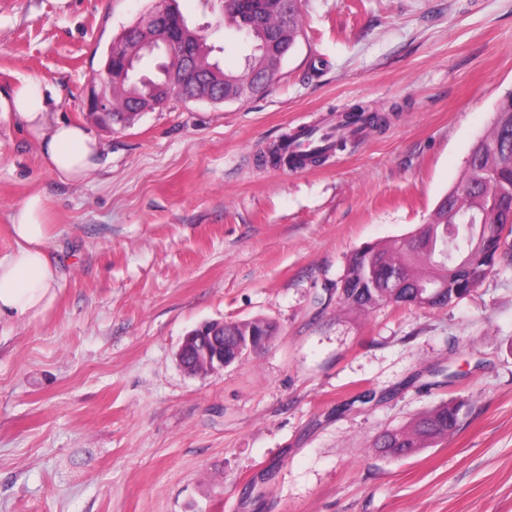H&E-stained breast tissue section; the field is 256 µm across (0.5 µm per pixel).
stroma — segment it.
I'll use <instances>...</instances> for the list:
<instances>
[{"label": "stroma", "mask_w": 512, "mask_h": 512, "mask_svg": "<svg viewBox=\"0 0 512 512\" xmlns=\"http://www.w3.org/2000/svg\"><path fill=\"white\" fill-rule=\"evenodd\" d=\"M151 5L0 0V92L40 80L102 146L66 183L0 117V257L39 194L61 273L43 317L0 322V512H512V265L444 308L360 312L335 293L490 131L512 90V0H301L264 94L100 124L91 75ZM356 104L384 123L307 171L268 163L286 133ZM251 319L277 328L259 354L179 366L197 324ZM450 400L447 441L375 454L377 434Z\"/></svg>", "instance_id": "stroma-1"}]
</instances>
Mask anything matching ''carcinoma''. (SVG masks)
Returning <instances> with one entry per match:
<instances>
[{
  "label": "carcinoma",
  "mask_w": 512,
  "mask_h": 512,
  "mask_svg": "<svg viewBox=\"0 0 512 512\" xmlns=\"http://www.w3.org/2000/svg\"><path fill=\"white\" fill-rule=\"evenodd\" d=\"M277 0H224V24L241 33L248 43L254 35L246 30L270 31L286 28L288 47L301 36L299 0H292L288 18L276 8ZM186 38L197 45L194 67L212 93L228 94L234 88L260 76L268 83L277 78L279 59L262 50L249 51L245 66L238 71L214 64L212 49L191 29ZM112 111L136 112L149 101L125 81L112 85ZM512 197V92L505 94L495 109L490 133L472 148L462 176L437 203L424 223L409 235L381 247L367 245L350 258L336 289L338 301L360 309L382 303L399 307L438 308L468 296L471 285L482 282L487 262H499L505 252V224L512 210L502 202ZM451 257L438 265L430 245ZM275 334L272 324L249 320L224 326V352L243 354L249 344L252 353L263 350ZM462 404L444 402L417 416L409 425L386 429L378 434L373 450L385 457L402 459L415 448L419 451L448 439L459 425Z\"/></svg>",
  "instance_id": "obj_1"
}]
</instances>
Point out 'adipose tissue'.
<instances>
[{"label": "adipose tissue", "instance_id": "ef3b65f1", "mask_svg": "<svg viewBox=\"0 0 512 512\" xmlns=\"http://www.w3.org/2000/svg\"><path fill=\"white\" fill-rule=\"evenodd\" d=\"M0 111L8 113L37 144L45 165L60 179L77 183L96 167L99 142L82 126L60 120L49 110L47 94L31 79L0 94ZM15 250L0 257V320L42 316L56 298L57 267L48 255L51 226L41 196L28 198L13 216Z\"/></svg>", "mask_w": 512, "mask_h": 512}]
</instances>
